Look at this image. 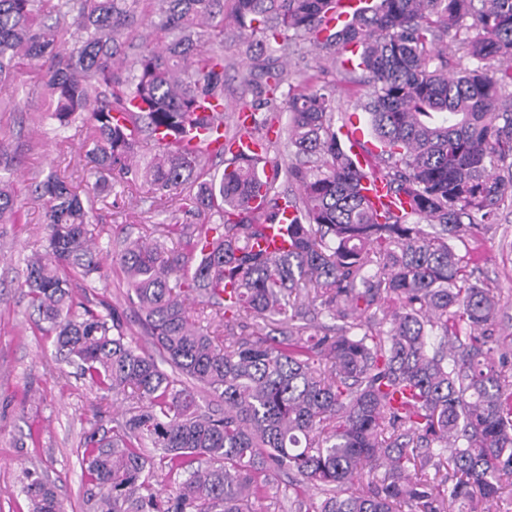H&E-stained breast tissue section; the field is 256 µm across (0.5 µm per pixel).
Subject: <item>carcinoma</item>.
Returning <instances> with one entry per match:
<instances>
[{"instance_id": "obj_1", "label": "carcinoma", "mask_w": 512, "mask_h": 512, "mask_svg": "<svg viewBox=\"0 0 512 512\" xmlns=\"http://www.w3.org/2000/svg\"><path fill=\"white\" fill-rule=\"evenodd\" d=\"M0 0V82L39 63L50 118L86 129L103 193L113 178L181 196L200 224H158L112 262L157 354L126 337L124 315L73 309L71 282L102 277L91 198L55 173L35 186L50 251L27 262L30 305L57 351L99 399L132 400L124 418L84 439L83 472L103 490L97 512H255L271 472L288 471V512H493L512 485V352L498 336L502 299L454 242L512 207V0H369L329 28L337 0H232L241 34L288 52L298 38L367 87L361 110L376 167L355 164L335 122L334 90L288 84L286 126L224 132L262 155L222 172L179 146L206 102L224 105V0ZM145 11L168 39L125 58V31ZM221 48L201 49L202 37ZM163 131L169 142L155 140ZM275 137H270V134ZM153 156L138 163L141 137ZM286 139L297 193L266 181L268 208L245 201ZM378 174L404 208L380 213L362 181ZM288 251L255 249L281 208ZM0 180V223L16 215ZM176 247H165L166 240ZM326 315L334 324H317ZM167 368H162V365ZM209 391L224 408L203 410ZM386 468L358 485L361 463ZM173 486L159 489L156 468ZM29 512H62L54 487L24 488Z\"/></svg>"}]
</instances>
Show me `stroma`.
Returning <instances> with one entry per match:
<instances>
[{
    "label": "stroma",
    "instance_id": "35a3bbf8",
    "mask_svg": "<svg viewBox=\"0 0 512 512\" xmlns=\"http://www.w3.org/2000/svg\"><path fill=\"white\" fill-rule=\"evenodd\" d=\"M247 45L225 28L224 126L234 128L245 108L281 127L287 121L283 100L258 95L257 86L265 83L268 71L283 68L295 78L315 73V63L311 54L286 56L273 47L256 60ZM323 71L335 89L337 123L366 127L355 90L334 67ZM46 108L47 96L35 75L23 71L0 83V146L15 158L4 177L21 204L15 223L0 224V512H29L21 488L37 477L54 484L64 512H94L101 491L82 472L83 440L95 421L121 417L127 404L99 402L76 366L62 359L52 337L40 329L21 286L26 260L48 253L45 211L31 198L35 183L53 170L83 194L95 181L83 163L87 143L79 125L58 128ZM94 216L103 227L97 253L107 268L128 223L194 221L178 201L162 199L148 206L123 184L101 195ZM473 247L483 254L481 276L502 291L501 325L512 334V212H501L494 225L474 228L457 250Z\"/></svg>",
    "mask_w": 512,
    "mask_h": 512
}]
</instances>
